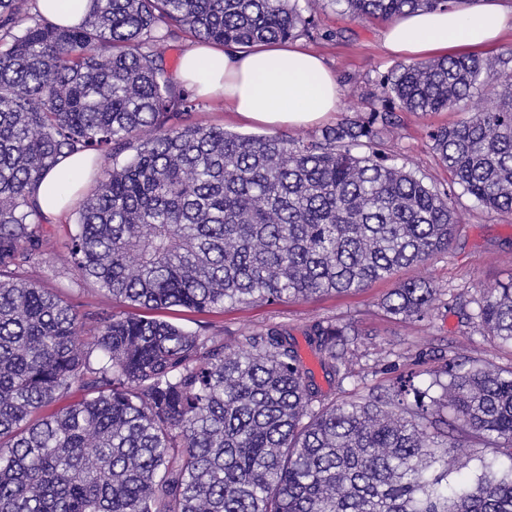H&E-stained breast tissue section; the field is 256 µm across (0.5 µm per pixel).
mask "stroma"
Here are the masks:
<instances>
[{"label": "stroma", "instance_id": "1", "mask_svg": "<svg viewBox=\"0 0 512 512\" xmlns=\"http://www.w3.org/2000/svg\"><path fill=\"white\" fill-rule=\"evenodd\" d=\"M315 36H300L299 44L322 56L335 71L339 86L338 110L332 117H365L380 111L375 93L379 82L398 62L383 45L381 21L358 22L343 15L338 7L326 6L315 13ZM462 108L422 115L396 111L398 133L385 151L397 164L423 177L427 185L450 191L459 225L447 251L427 263L401 269L394 276L369 288L346 295L317 296L277 304H237L205 312H162L189 331L220 333L229 342L243 334L278 324L292 333L315 320L355 326L360 336L349 352L351 372L343 383L315 370L314 380L331 398L353 393L367 396L388 388L401 373L416 369V382L427 386L430 371L463 353L496 366H512V344L481 335L476 321L466 320L474 312V301L482 291L512 274V214L491 211L453 185L447 169L432 149L430 128L456 123ZM193 123L218 126L225 131L261 135L262 126L245 121L225 109L223 103L204 106L193 113ZM75 230L73 213H65L49 224L43 260L29 275L41 285L58 290L80 311H123V304L80 278L66 261L67 244ZM411 279L433 281L442 291L434 311L422 321L386 315L381 302L401 282Z\"/></svg>", "mask_w": 512, "mask_h": 512}]
</instances>
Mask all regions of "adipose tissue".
<instances>
[{"instance_id":"obj_1","label":"adipose tissue","mask_w":512,"mask_h":512,"mask_svg":"<svg viewBox=\"0 0 512 512\" xmlns=\"http://www.w3.org/2000/svg\"><path fill=\"white\" fill-rule=\"evenodd\" d=\"M508 29L512 11L499 0H480L466 9L406 15L389 22L383 38L391 54L425 59L485 52ZM177 78L199 97L223 96L228 111L270 130L325 122L338 105L335 74L319 56L286 43L246 50L200 45L182 57ZM90 171L87 155L60 157L37 190L45 219L69 208Z\"/></svg>"}]
</instances>
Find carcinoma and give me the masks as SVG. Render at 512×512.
Wrapping results in <instances>:
<instances>
[{
	"label": "carcinoma",
	"mask_w": 512,
	"mask_h": 512,
	"mask_svg": "<svg viewBox=\"0 0 512 512\" xmlns=\"http://www.w3.org/2000/svg\"><path fill=\"white\" fill-rule=\"evenodd\" d=\"M91 2L64 26L36 0H0V512H512V367L459 355L425 388L412 370L336 401L282 325L231 345L138 313L357 291L452 243L451 195L379 159L391 112L307 140L190 122L203 103L159 43L286 41L319 0ZM331 2L389 22L476 0ZM494 83L493 106L429 138L464 193L512 213V48L399 63L381 88L428 114ZM80 152L112 167L74 210L68 261L129 312L82 314L26 278L46 242L36 187ZM440 295L411 280L383 308L422 321ZM475 319L512 343V279ZM301 334L343 381L357 332L318 320Z\"/></svg>",
	"instance_id": "cac0c4a2"
}]
</instances>
